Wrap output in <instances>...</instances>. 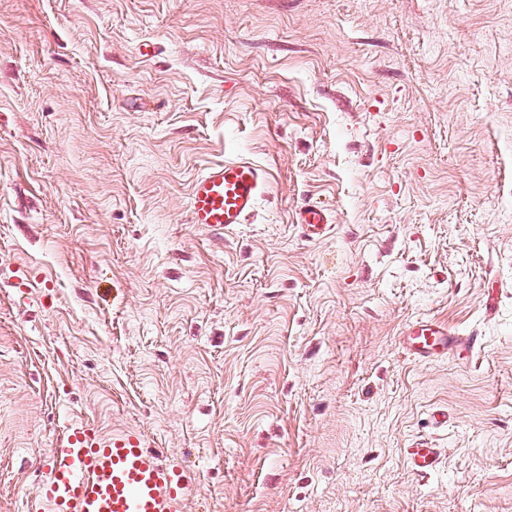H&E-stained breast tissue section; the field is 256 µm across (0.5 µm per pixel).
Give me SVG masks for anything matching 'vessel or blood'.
Returning <instances> with one entry per match:
<instances>
[{"mask_svg": "<svg viewBox=\"0 0 512 512\" xmlns=\"http://www.w3.org/2000/svg\"><path fill=\"white\" fill-rule=\"evenodd\" d=\"M269 188L267 171L246 158L207 166L192 182V223L230 229L246 223ZM331 218L321 206L305 203L299 211L304 237L317 238ZM478 334L462 336L447 324L419 318L402 330L398 343L415 359L430 361L458 348H472ZM440 449L418 441L406 450L418 476L437 467ZM187 478L159 459L141 435L124 431L102 438L82 426L68 428L51 455L50 476L40 487L33 512H184Z\"/></svg>", "mask_w": 512, "mask_h": 512, "instance_id": "vessel-or-blood-1", "label": "vessel or blood"}]
</instances>
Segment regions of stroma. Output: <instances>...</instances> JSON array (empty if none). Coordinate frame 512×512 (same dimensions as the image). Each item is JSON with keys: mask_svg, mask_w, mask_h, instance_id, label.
I'll return each instance as SVG.
<instances>
[{"mask_svg": "<svg viewBox=\"0 0 512 512\" xmlns=\"http://www.w3.org/2000/svg\"><path fill=\"white\" fill-rule=\"evenodd\" d=\"M240 154L255 215L192 224ZM420 316L483 343L414 360ZM75 424L186 512H512V0H0V512ZM269 188L267 171L246 158L226 159L207 166L192 182L189 210L192 224H246ZM299 227L304 237L317 238L331 226L330 215L321 206L304 203L299 209ZM418 440L410 448H406L407 462L411 470L418 476L425 477L437 467L441 450L426 446L425 442Z\"/></svg>", "mask_w": 512, "mask_h": 512, "instance_id": "1", "label": "stroma"}]
</instances>
